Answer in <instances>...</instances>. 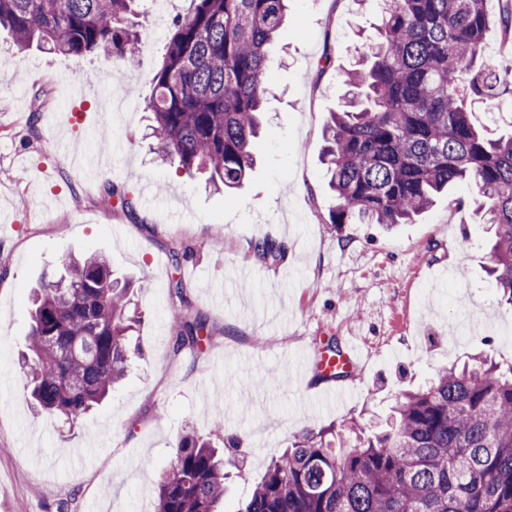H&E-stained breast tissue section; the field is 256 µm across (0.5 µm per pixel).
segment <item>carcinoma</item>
Here are the masks:
<instances>
[{"mask_svg": "<svg viewBox=\"0 0 512 512\" xmlns=\"http://www.w3.org/2000/svg\"><path fill=\"white\" fill-rule=\"evenodd\" d=\"M138 0H0V27L17 46L34 41L62 55L132 59L140 46ZM174 23L155 71L150 135L162 162L205 171L219 189L240 186L268 87L267 49L288 0H191ZM381 25L361 61L345 71L352 97L326 126L325 161L336 203L330 224L412 222L457 183L478 188L494 227L488 272L512 306V134L489 138L472 106L512 101V73L483 56L486 0H379ZM278 264L286 247L251 244ZM131 282L101 255L63 261L33 299L23 370L36 408L72 423L118 385L130 361ZM174 349L209 335L182 280L171 281ZM394 423L363 435L330 427L298 435L273 460L239 512H512V362L483 357L443 367L431 384L398 394ZM224 437L181 433L158 482L155 512H215L224 496Z\"/></svg>", "mask_w": 512, "mask_h": 512, "instance_id": "1", "label": "carcinoma"}]
</instances>
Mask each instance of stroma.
I'll use <instances>...</instances> for the list:
<instances>
[{
  "instance_id": "stroma-1",
  "label": "stroma",
  "mask_w": 512,
  "mask_h": 512,
  "mask_svg": "<svg viewBox=\"0 0 512 512\" xmlns=\"http://www.w3.org/2000/svg\"><path fill=\"white\" fill-rule=\"evenodd\" d=\"M378 22L376 0H291L268 49L256 164L242 188L225 192L162 163L148 136L144 105L167 29L142 28L133 64L20 51L0 32V512H55L67 497L75 512L108 503L144 512L180 433L208 434L218 416L236 445L224 451L217 512H237L302 430L355 421L372 432L396 395L438 369L481 353L512 360V307L485 271L493 228L474 209L472 185L389 231L329 222L324 124ZM86 70L97 83H70ZM57 140L85 156L115 141L122 151L79 180ZM109 190L131 209L103 207ZM264 237L286 246L282 263L254 262L250 246ZM70 253L104 255L133 281L141 316L123 384L72 425L32 410L19 366L31 291ZM174 277L209 321L205 345L173 348ZM353 336L367 360L347 398L323 402L318 349L331 339L346 348Z\"/></svg>"
}]
</instances>
